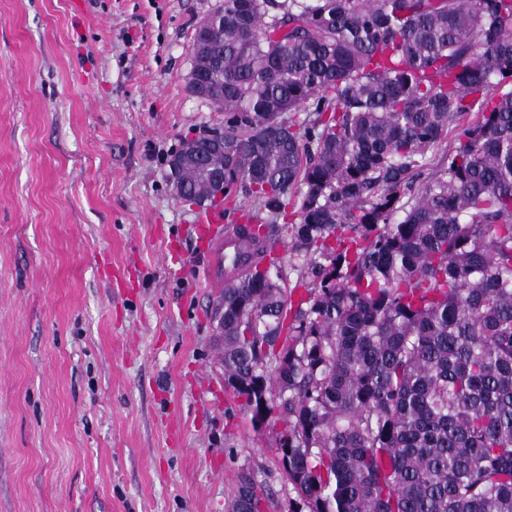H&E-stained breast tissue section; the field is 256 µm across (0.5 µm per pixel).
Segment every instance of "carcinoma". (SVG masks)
<instances>
[{
	"mask_svg": "<svg viewBox=\"0 0 512 512\" xmlns=\"http://www.w3.org/2000/svg\"><path fill=\"white\" fill-rule=\"evenodd\" d=\"M211 15L224 192L185 161L173 194L251 197L308 257L294 309L273 241L224 288L225 389L308 512H512V0ZM267 498L242 473L232 512Z\"/></svg>",
	"mask_w": 512,
	"mask_h": 512,
	"instance_id": "1",
	"label": "carcinoma"
}]
</instances>
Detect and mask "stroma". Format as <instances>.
<instances>
[{
    "label": "stroma",
    "instance_id": "obj_1",
    "mask_svg": "<svg viewBox=\"0 0 512 512\" xmlns=\"http://www.w3.org/2000/svg\"><path fill=\"white\" fill-rule=\"evenodd\" d=\"M217 0H0V512H299L224 368L168 159ZM268 499V491L263 483L257 482L248 473L240 474L232 512H259L262 500Z\"/></svg>",
    "mask_w": 512,
    "mask_h": 512
}]
</instances>
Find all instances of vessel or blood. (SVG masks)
<instances>
[{
    "mask_svg": "<svg viewBox=\"0 0 512 512\" xmlns=\"http://www.w3.org/2000/svg\"><path fill=\"white\" fill-rule=\"evenodd\" d=\"M195 231L206 243V255L209 259L208 281L211 287L221 288L233 282L239 271L233 268V259L254 257L255 252L249 247L242 224H228L224 221V205L215 202L201 216Z\"/></svg>",
    "mask_w": 512,
    "mask_h": 512,
    "instance_id": "1",
    "label": "vessel or blood"
}]
</instances>
